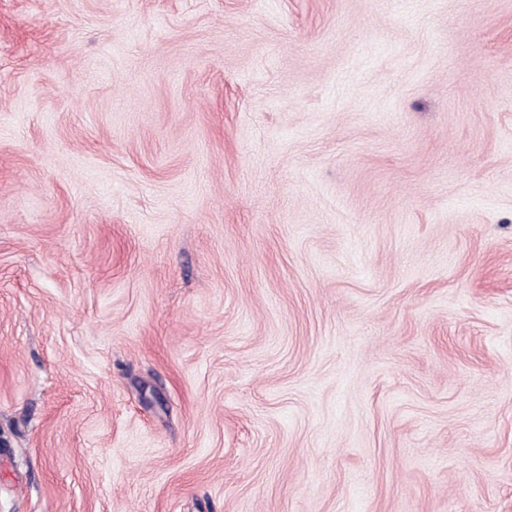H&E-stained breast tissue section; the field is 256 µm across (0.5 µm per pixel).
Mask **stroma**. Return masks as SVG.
I'll list each match as a JSON object with an SVG mask.
<instances>
[{"label":"stroma","instance_id":"obj_1","mask_svg":"<svg viewBox=\"0 0 512 512\" xmlns=\"http://www.w3.org/2000/svg\"><path fill=\"white\" fill-rule=\"evenodd\" d=\"M0 512H512V0H0Z\"/></svg>","mask_w":512,"mask_h":512}]
</instances>
